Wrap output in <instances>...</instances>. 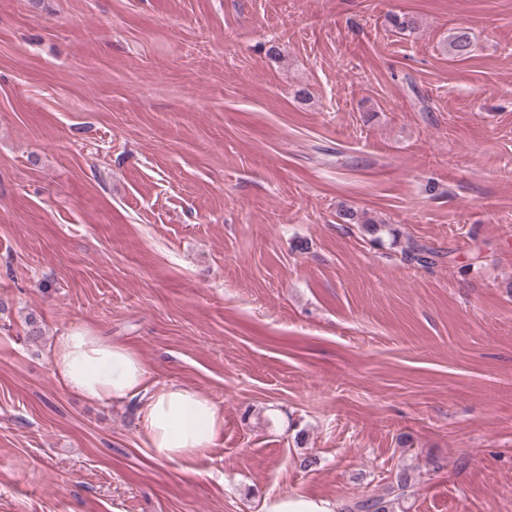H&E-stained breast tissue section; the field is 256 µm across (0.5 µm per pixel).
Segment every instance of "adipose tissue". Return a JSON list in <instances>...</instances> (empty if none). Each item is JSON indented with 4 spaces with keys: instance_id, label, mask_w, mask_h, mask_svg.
<instances>
[{
    "instance_id": "ef3b65f1",
    "label": "adipose tissue",
    "mask_w": 512,
    "mask_h": 512,
    "mask_svg": "<svg viewBox=\"0 0 512 512\" xmlns=\"http://www.w3.org/2000/svg\"><path fill=\"white\" fill-rule=\"evenodd\" d=\"M52 368L61 384L87 400L136 402L139 436L150 458L178 462L186 471L213 448L224 428V416L193 387L152 381L141 358L130 348L82 328L62 336ZM342 502L283 494L266 499L263 512H341Z\"/></svg>"
}]
</instances>
